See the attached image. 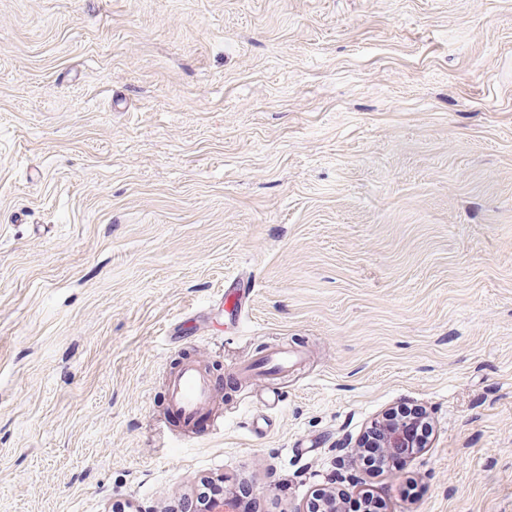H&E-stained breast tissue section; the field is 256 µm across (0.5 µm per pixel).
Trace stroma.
<instances>
[{
    "label": "stroma",
    "mask_w": 512,
    "mask_h": 512,
    "mask_svg": "<svg viewBox=\"0 0 512 512\" xmlns=\"http://www.w3.org/2000/svg\"><path fill=\"white\" fill-rule=\"evenodd\" d=\"M277 343L295 374L224 384ZM190 356L212 435L163 419ZM404 404L425 448L365 472ZM208 479L235 512H512V0H0V512ZM251 286L246 284L238 288L224 289V314L229 321L240 324L242 311L245 309Z\"/></svg>",
    "instance_id": "obj_1"
}]
</instances>
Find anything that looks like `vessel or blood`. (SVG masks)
<instances>
[{
  "label": "vessel or blood",
  "mask_w": 512,
  "mask_h": 512,
  "mask_svg": "<svg viewBox=\"0 0 512 512\" xmlns=\"http://www.w3.org/2000/svg\"><path fill=\"white\" fill-rule=\"evenodd\" d=\"M250 296L248 286L224 291V314L228 320L240 322ZM294 362L287 348L274 347L260 361H249L231 371L238 384H247L267 375L284 376ZM217 394V383L203 362L184 359L170 373L165 391L166 422L169 427L194 434L212 433L220 424L211 412Z\"/></svg>",
  "instance_id": "vessel-or-blood-1"
}]
</instances>
